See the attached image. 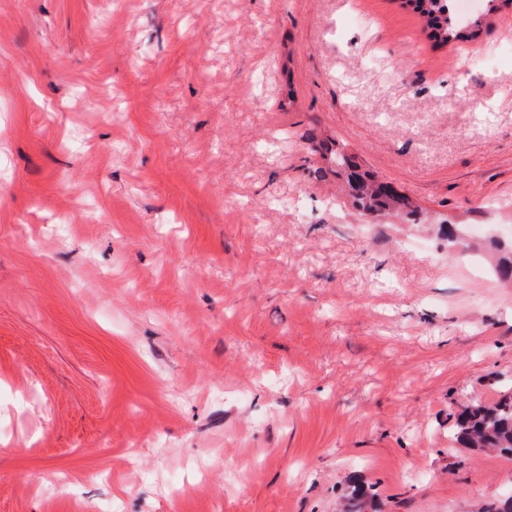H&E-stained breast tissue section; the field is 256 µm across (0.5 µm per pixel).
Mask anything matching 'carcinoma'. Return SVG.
<instances>
[{"label": "carcinoma", "instance_id": "1", "mask_svg": "<svg viewBox=\"0 0 512 512\" xmlns=\"http://www.w3.org/2000/svg\"><path fill=\"white\" fill-rule=\"evenodd\" d=\"M420 14L435 45L471 41L478 35V24L459 19L453 10L454 0H409ZM331 172L346 180L356 205L366 211H401L409 207L408 197L391 184L379 181L348 155L343 147L325 148ZM494 269L503 281L512 279V240H494ZM453 437L465 448H491L512 457V381L500 386L499 398L486 404L475 400L458 413L449 414ZM347 512H358L376 497L372 486L357 474L347 477Z\"/></svg>", "mask_w": 512, "mask_h": 512}]
</instances>
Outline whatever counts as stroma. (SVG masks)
Here are the masks:
<instances>
[{
	"label": "stroma",
	"instance_id": "obj_1",
	"mask_svg": "<svg viewBox=\"0 0 512 512\" xmlns=\"http://www.w3.org/2000/svg\"><path fill=\"white\" fill-rule=\"evenodd\" d=\"M0 0V512H481L512 379V0ZM418 206L365 215L312 138ZM442 224L460 227L449 253ZM420 14L435 45L471 41L478 35V24L460 20L453 10L454 0H408ZM492 258L494 269L498 277L503 281L512 279V240H494ZM448 419L454 439L464 448H491L512 457V380L500 386L495 402L475 400ZM347 487L349 490L347 507L351 509L346 510V512H358L376 497L373 487L364 483L355 473L348 475ZM353 508L355 510H352Z\"/></svg>",
	"mask_w": 512,
	"mask_h": 512
}]
</instances>
